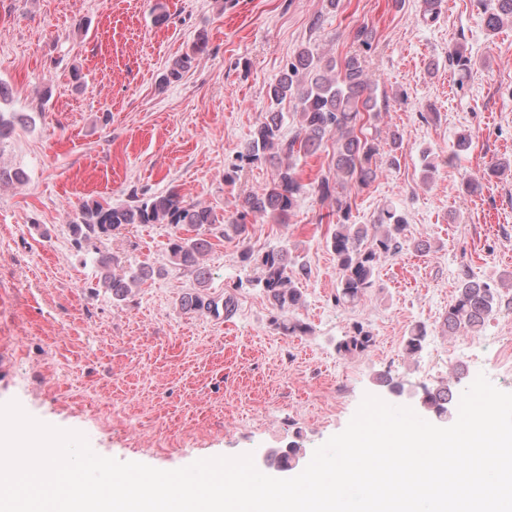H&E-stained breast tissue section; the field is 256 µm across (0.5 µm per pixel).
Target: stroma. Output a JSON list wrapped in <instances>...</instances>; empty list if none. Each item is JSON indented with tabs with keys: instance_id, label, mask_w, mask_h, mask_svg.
Segmentation results:
<instances>
[{
	"instance_id": "obj_1",
	"label": "stroma",
	"mask_w": 512,
	"mask_h": 512,
	"mask_svg": "<svg viewBox=\"0 0 512 512\" xmlns=\"http://www.w3.org/2000/svg\"><path fill=\"white\" fill-rule=\"evenodd\" d=\"M166 14L156 23V14ZM368 26L365 77L387 97L381 134L405 139L398 165L377 159V176L351 192L352 220L374 223L383 205L409 222L431 250L381 257L379 287L354 308L336 306V258L321 217L333 202L301 196L287 223L257 218L246 243H217L207 257L209 291L233 295L231 319L183 311L191 276L169 266L165 224L137 225L76 247L72 221L87 200L127 203L132 192L177 188L188 200L235 215L244 193L275 178L262 163L224 180L268 107L266 88L305 45L328 57L359 50ZM209 46L182 79L161 86L168 63L198 34ZM465 44L474 67L460 77L448 49ZM0 80L13 111L34 117L0 145V404L17 401L36 420L83 433L92 450L162 470L217 456L252 454L272 477L296 476L311 453L343 431L365 395L417 408L423 387L456 367L407 356L415 325L451 343L442 321L458 269L479 280L512 273V171L467 177L512 156V25L489 33L477 0H440L423 21L421 0H0ZM473 143L449 157L457 132ZM436 170L423 180L421 156ZM286 246L307 262L293 314L309 331L287 336L242 248L261 255ZM165 276L122 303L90 294L99 253ZM373 334L363 354L339 352L354 324ZM403 386L390 392L382 376ZM306 451L290 469L270 466L272 449Z\"/></svg>"
}]
</instances>
